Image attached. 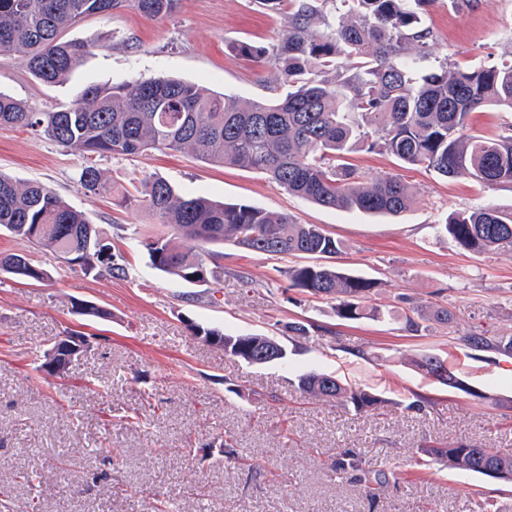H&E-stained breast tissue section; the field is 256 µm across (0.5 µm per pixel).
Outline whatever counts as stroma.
I'll list each match as a JSON object with an SVG mask.
<instances>
[{"instance_id":"obj_1","label":"stroma","mask_w":512,"mask_h":512,"mask_svg":"<svg viewBox=\"0 0 512 512\" xmlns=\"http://www.w3.org/2000/svg\"><path fill=\"white\" fill-rule=\"evenodd\" d=\"M287 12L261 0H180L161 21L132 10L95 15L65 34L89 46L67 81L40 82L19 51L0 57V89L34 112L65 107L89 85L149 77L271 100L288 90L282 77L235 47L275 43ZM425 24L433 34L429 65L490 66L512 55V0H434ZM350 161L367 179L402 175L413 205L397 216L322 207L190 151L107 157L99 167L121 190L154 174L185 196L246 202L319 225L341 244L333 265L380 281L375 303L395 313L383 322L339 319L332 303L290 287L284 271L292 259L229 243L213 245L220 270L207 281L158 271L130 235H165L167 226L84 192L81 160L63 147L27 128H0V172L40 182L84 212L129 269L124 278L52 262L44 282H0V480L18 512L33 496L36 512H156L163 497L180 512H476L484 500L512 512V485L443 462L415 463L427 445L512 450V358L461 341L474 330L512 335V248L466 251L439 230L454 212L488 205L512 213V183L445 179L381 152H357ZM81 301L107 317L75 314ZM412 303L448 306L455 322L409 331L400 312ZM292 321L318 330L287 341L284 365L247 364L191 331L200 324L279 338ZM73 330L87 335L91 349L67 377L36 371L48 340ZM426 354L448 358L486 400L415 368ZM312 370L372 388L393 405L357 414L304 397L294 384ZM418 396L428 401L424 411L401 409ZM229 435L234 459L221 451ZM347 451L388 476L378 499L356 480L337 482L332 465ZM35 465L42 481L32 494L11 476Z\"/></svg>"}]
</instances>
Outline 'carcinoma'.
<instances>
[{
  "instance_id": "cac0c4a2",
  "label": "carcinoma",
  "mask_w": 512,
  "mask_h": 512,
  "mask_svg": "<svg viewBox=\"0 0 512 512\" xmlns=\"http://www.w3.org/2000/svg\"><path fill=\"white\" fill-rule=\"evenodd\" d=\"M332 2L336 23L319 17L311 0H288V33L265 46L247 41L237 54L279 68L288 93L272 101L242 102L189 81L138 78L91 85L70 105L32 112L0 91V126L24 127L83 159L80 187L91 194L113 192L97 160L152 151L190 150L212 164L250 169L288 191L323 207L398 215L412 204L409 186L397 175L366 185L348 162L359 151H380L407 165L422 166L454 179L485 185L512 183V128L496 137L472 131L470 115L487 105L512 110V59L492 66L448 67L444 61L421 71L431 55L432 32L422 16L435 0H321ZM179 0H0V54L27 50V66L45 84L77 69L88 46L62 38L93 15L130 9L152 19L171 16ZM326 30H317L318 24ZM120 205L147 210L170 228L168 237L139 243L153 265L187 283L208 278V246L230 242L244 250L310 264L287 270L290 287L335 303L344 321L381 320L393 312L370 304L377 282L325 262L339 243L317 224H299L286 213L247 203L227 205L205 196L185 198L164 178L150 176ZM0 228L34 248L66 259L90 273L98 266L125 274V258L100 239L89 219L39 182L19 185L0 173ZM444 229L461 249L512 248V213L491 206L451 214ZM183 238L195 243L184 250ZM0 275L41 282L49 278L30 254L0 252ZM412 331L422 320L450 324L454 313L438 304L416 305L404 315ZM196 336H218L224 354L252 363L264 349L285 348L260 334H230L192 326ZM460 340L471 350L512 356V336L474 330ZM413 365L430 377L448 371V387L470 396L472 389L448 360L424 355ZM300 394L333 401L356 413L380 410L391 401L335 375L310 371L298 378ZM421 455L448 467L483 474L491 463L512 468V451L461 443L421 449Z\"/></svg>"
}]
</instances>
